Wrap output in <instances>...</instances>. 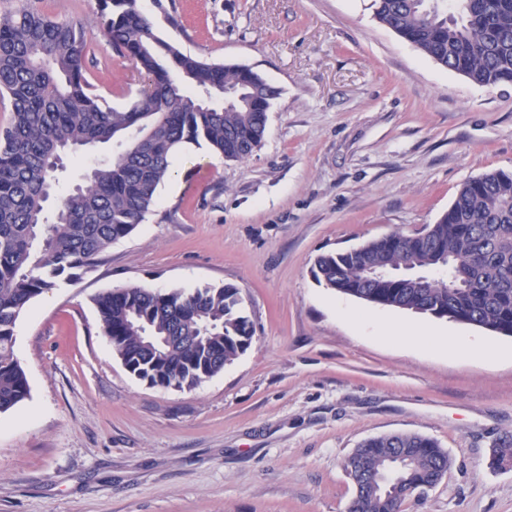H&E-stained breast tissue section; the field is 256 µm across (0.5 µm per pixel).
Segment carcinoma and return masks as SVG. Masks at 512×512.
Segmentation results:
<instances>
[{
  "label": "carcinoma",
  "mask_w": 512,
  "mask_h": 512,
  "mask_svg": "<svg viewBox=\"0 0 512 512\" xmlns=\"http://www.w3.org/2000/svg\"><path fill=\"white\" fill-rule=\"evenodd\" d=\"M102 36L148 76L130 104L109 106L87 78V39L70 22L22 6L0 18V95L13 116L0 126V413L30 396L14 356L16 322L31 300L95 266L156 204L174 155L207 146L244 160L265 135L279 90L245 65L183 52L137 0H96ZM376 19L442 67L474 83H512V0H372ZM224 97V106L212 99ZM117 144L54 209L62 153ZM370 265L409 267L427 287L368 280ZM317 281L372 304L493 328L512 336V172L466 181L440 220L391 233L359 253L331 252ZM104 335L128 372L151 387L191 390L251 345L239 288H117L95 299ZM364 493L350 512H401L448 454L419 434L369 439L360 456ZM490 465L512 470V440Z\"/></svg>",
  "instance_id": "1"
}]
</instances>
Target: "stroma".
I'll return each mask as SVG.
<instances>
[{"label": "stroma", "instance_id": "35a3bbf8", "mask_svg": "<svg viewBox=\"0 0 512 512\" xmlns=\"http://www.w3.org/2000/svg\"><path fill=\"white\" fill-rule=\"evenodd\" d=\"M83 27L108 105L145 83L98 32L96 0H0ZM192 55L279 88L244 161L187 147L157 203L80 278L34 298L14 353L31 393L0 414V512H347L344 461L372 437L447 451L404 512H512V336L366 304L314 277L316 258L437 223L464 182L512 171V84L447 70L379 23L371 0H139ZM136 284L237 286L251 346L191 390L129 374L95 297ZM429 327L448 347L378 336ZM494 350L479 363L457 349Z\"/></svg>", "mask_w": 512, "mask_h": 512}]
</instances>
